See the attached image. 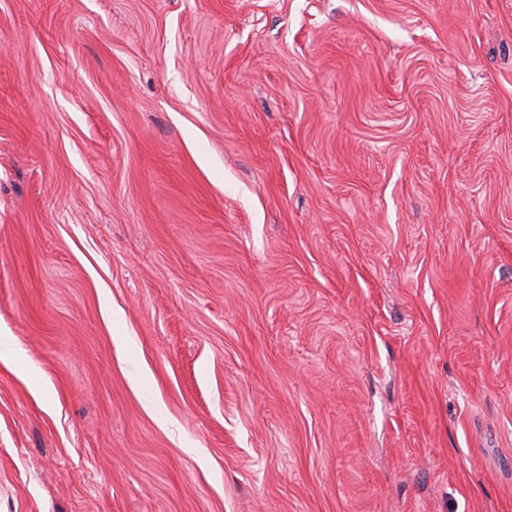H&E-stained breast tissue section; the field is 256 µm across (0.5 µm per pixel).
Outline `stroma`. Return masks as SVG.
I'll return each instance as SVG.
<instances>
[{
	"mask_svg": "<svg viewBox=\"0 0 512 512\" xmlns=\"http://www.w3.org/2000/svg\"><path fill=\"white\" fill-rule=\"evenodd\" d=\"M0 512H512V0H0Z\"/></svg>",
	"mask_w": 512,
	"mask_h": 512,
	"instance_id": "obj_1",
	"label": "stroma"
}]
</instances>
